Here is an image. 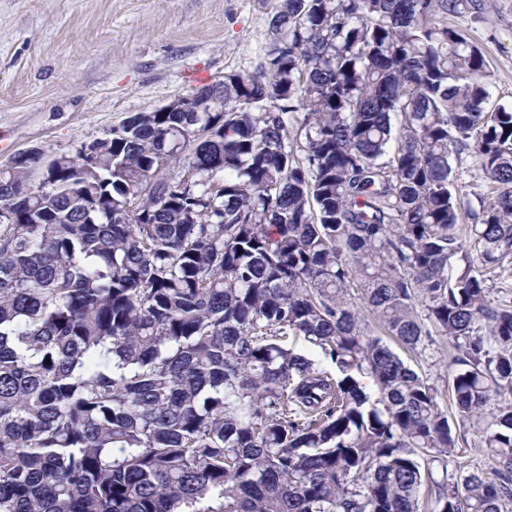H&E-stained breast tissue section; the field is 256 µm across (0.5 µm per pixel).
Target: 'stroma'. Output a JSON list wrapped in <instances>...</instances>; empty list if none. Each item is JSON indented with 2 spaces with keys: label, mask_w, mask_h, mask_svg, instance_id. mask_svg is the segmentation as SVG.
<instances>
[{
  "label": "stroma",
  "mask_w": 512,
  "mask_h": 512,
  "mask_svg": "<svg viewBox=\"0 0 512 512\" xmlns=\"http://www.w3.org/2000/svg\"><path fill=\"white\" fill-rule=\"evenodd\" d=\"M273 0H0V168L21 151L76 155L128 116L186 97L225 71L255 70ZM452 25L486 60L494 100L512 104V0H470ZM446 338L418 373L446 387Z\"/></svg>",
  "instance_id": "obj_1"
}]
</instances>
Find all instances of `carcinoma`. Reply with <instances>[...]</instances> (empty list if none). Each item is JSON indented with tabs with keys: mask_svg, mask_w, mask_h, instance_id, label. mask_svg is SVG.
I'll return each mask as SVG.
<instances>
[{
	"mask_svg": "<svg viewBox=\"0 0 512 512\" xmlns=\"http://www.w3.org/2000/svg\"><path fill=\"white\" fill-rule=\"evenodd\" d=\"M465 8L278 0L256 70L0 170V512H505L512 106ZM438 336L452 417L391 347ZM473 170V167H472ZM487 182L481 175L473 170L471 173L464 174V180L459 185V195L462 202H469V207L472 211L479 212V205L477 198L480 194L487 193Z\"/></svg>",
	"mask_w": 512,
	"mask_h": 512,
	"instance_id": "1",
	"label": "carcinoma"
}]
</instances>
